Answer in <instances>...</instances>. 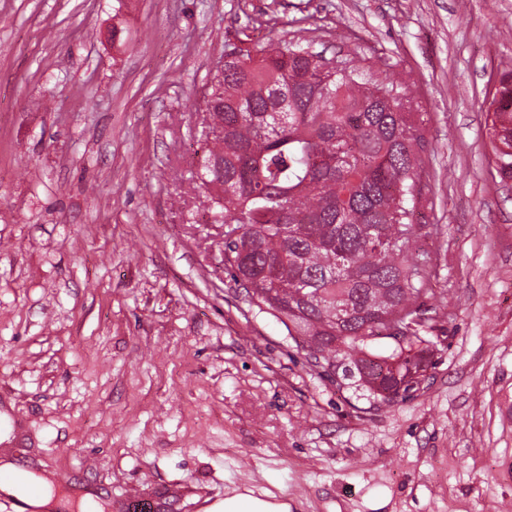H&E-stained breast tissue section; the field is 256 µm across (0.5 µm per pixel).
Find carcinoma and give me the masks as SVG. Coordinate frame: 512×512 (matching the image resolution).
I'll list each match as a JSON object with an SVG mask.
<instances>
[{"label": "carcinoma", "mask_w": 512, "mask_h": 512, "mask_svg": "<svg viewBox=\"0 0 512 512\" xmlns=\"http://www.w3.org/2000/svg\"><path fill=\"white\" fill-rule=\"evenodd\" d=\"M285 43L224 51L205 112L217 132L198 176L215 194L214 222L243 229L224 242V269L250 302L321 354L341 376L392 404L420 390L432 344L413 322L429 271L413 257L422 199L423 135L406 87L380 58ZM494 159L512 180V71L489 99ZM415 323L388 358L363 371L373 337Z\"/></svg>", "instance_id": "obj_1"}]
</instances>
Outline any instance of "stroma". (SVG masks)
Listing matches in <instances>:
<instances>
[{
	"instance_id": "35a3bbf8",
	"label": "stroma",
	"mask_w": 512,
	"mask_h": 512,
	"mask_svg": "<svg viewBox=\"0 0 512 512\" xmlns=\"http://www.w3.org/2000/svg\"><path fill=\"white\" fill-rule=\"evenodd\" d=\"M124 22L113 43L114 20ZM382 57L424 136L423 389L313 366L224 272L193 177L228 44ZM512 0H0V461L133 512L252 485L289 512H512V181L486 101Z\"/></svg>"
}]
</instances>
